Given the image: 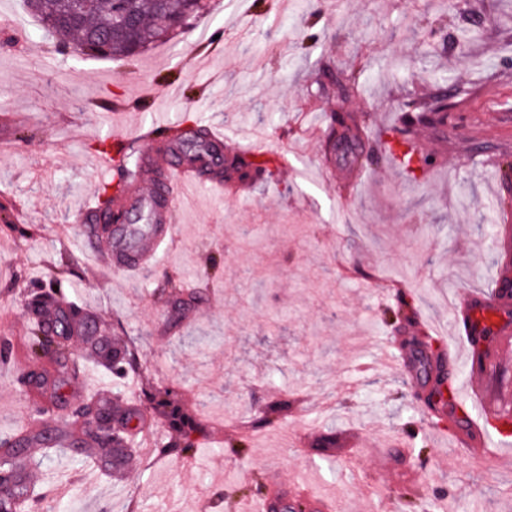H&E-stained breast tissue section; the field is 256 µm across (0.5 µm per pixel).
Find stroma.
I'll return each mask as SVG.
<instances>
[{
	"label": "stroma",
	"mask_w": 512,
	"mask_h": 512,
	"mask_svg": "<svg viewBox=\"0 0 512 512\" xmlns=\"http://www.w3.org/2000/svg\"><path fill=\"white\" fill-rule=\"evenodd\" d=\"M194 30L127 59L60 45L40 27L22 48L0 29V112L27 110L0 150V435L23 432L36 404H64L53 387L20 386L33 359L27 298L58 276L93 318L88 335L135 348L155 388L204 417L190 459L133 452L111 478L80 445L28 466L44 491L38 512H244L266 473L336 499L343 512H512V445L467 459L449 439L458 422L427 410L429 379L393 368L419 350L421 324L453 349L454 307L490 286L502 261L498 226L512 219V0H211ZM331 66L356 78L349 97L320 88ZM457 97L449 140L417 136L433 164L410 175L394 162L329 156L336 114H369V143L399 122L407 93ZM219 128L240 149L278 160L276 180L245 201L197 187L173 214L151 271H106L79 227L95 201L96 143L121 134L141 156L160 146L151 115ZM404 293L416 313L398 316ZM85 359L78 384L106 391L162 436L133 384L72 339ZM287 403L246 448L229 434ZM425 448L412 460L395 446Z\"/></svg>",
	"instance_id": "35a3bbf8"
}]
</instances>
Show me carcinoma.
<instances>
[{"label": "carcinoma", "instance_id": "carcinoma-1", "mask_svg": "<svg viewBox=\"0 0 512 512\" xmlns=\"http://www.w3.org/2000/svg\"><path fill=\"white\" fill-rule=\"evenodd\" d=\"M210 0H87V7L77 23L69 21L68 0H25L27 7L38 18L42 26L56 40L73 42L78 47L103 58H129L150 47L169 39L176 31L173 21L182 18L184 22L198 18L209 9ZM126 13L130 24L119 26L116 12ZM349 76L328 75V82L323 90L333 91L346 96L351 88ZM453 105L448 103V95L439 90L429 97L418 92L408 95L399 107L403 112L402 123L388 131L392 141L404 144L410 152L404 153V160H409L410 153L418 152L415 137L421 128L431 131L439 138H444L448 130V112ZM160 135L168 146H185L189 153L182 155L185 160H205L214 158L217 146L210 138L209 129L198 126L177 124L160 130ZM331 138L336 150L340 151L350 162L360 159L372 164L378 160L377 152L366 147L368 141L364 122L350 114L336 116V127L331 130ZM117 179L102 185L97 199L96 214L85 219L87 245L91 246L98 238V231L105 225L99 224V218L110 216L113 222L124 224L129 221V214L116 208L117 200L134 185L140 166L123 155L115 164ZM219 172L229 180L241 183L267 179L272 176L271 160L251 152L230 151L220 163ZM48 308L58 311L59 319L69 325L84 321V311L62 291L45 293L31 299L27 313L32 322L29 331L28 346L35 357L52 351L55 362L70 365L69 376L78 379L83 375V358L72 352L67 344L66 330L54 328L43 320V313ZM122 376L140 374L141 365L137 351L133 348L119 351ZM154 409L158 417L168 427V435L155 441L157 451L162 455L179 454L194 457L197 448L189 443V433L198 426V421L182 413L181 409L164 399L155 401ZM63 424L79 427L85 433L93 429L102 430L111 419L89 400L60 415ZM100 448L112 455L115 464H120L133 449L140 446L141 440L133 433L130 421H125L112 433H105L98 438ZM31 494L24 489L20 493L0 499V512H29Z\"/></svg>", "mask_w": 512, "mask_h": 512}]
</instances>
